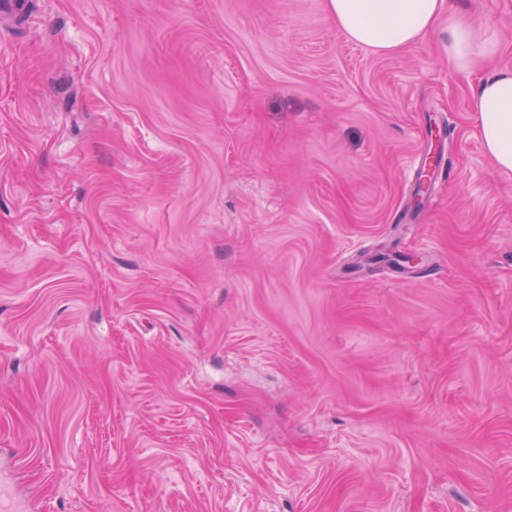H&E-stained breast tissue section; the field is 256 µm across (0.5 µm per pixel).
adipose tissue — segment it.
<instances>
[{
    "label": "adipose tissue",
    "instance_id": "1",
    "mask_svg": "<svg viewBox=\"0 0 512 512\" xmlns=\"http://www.w3.org/2000/svg\"><path fill=\"white\" fill-rule=\"evenodd\" d=\"M337 29L378 55L397 53L439 30L456 72H481L471 107L479 137L494 167L512 173V69L494 68L495 31L472 23L447 0H326Z\"/></svg>",
    "mask_w": 512,
    "mask_h": 512
}]
</instances>
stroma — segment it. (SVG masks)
Listing matches in <instances>:
<instances>
[{
    "instance_id": "obj_1",
    "label": "stroma",
    "mask_w": 512,
    "mask_h": 512,
    "mask_svg": "<svg viewBox=\"0 0 512 512\" xmlns=\"http://www.w3.org/2000/svg\"><path fill=\"white\" fill-rule=\"evenodd\" d=\"M453 4L512 67V0ZM479 79L326 0L0 6V483L46 512H512Z\"/></svg>"
}]
</instances>
